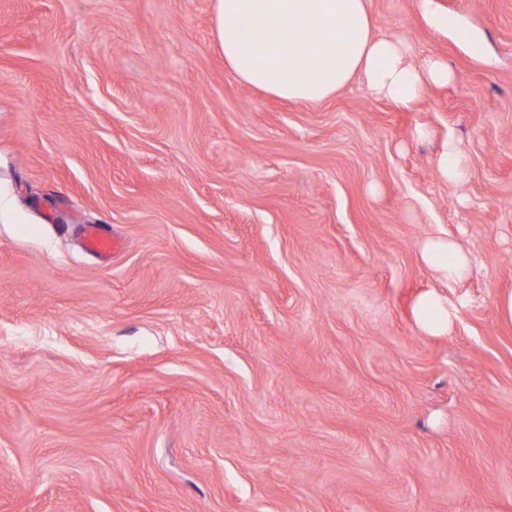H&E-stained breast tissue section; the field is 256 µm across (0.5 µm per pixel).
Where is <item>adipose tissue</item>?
Instances as JSON below:
<instances>
[{"mask_svg": "<svg viewBox=\"0 0 512 512\" xmlns=\"http://www.w3.org/2000/svg\"><path fill=\"white\" fill-rule=\"evenodd\" d=\"M213 13V38L226 68L242 83L288 101L322 102L361 72L373 94L408 108L429 87L451 80L441 60L414 64L405 42L378 35L370 0H213ZM421 258L451 283L470 270L468 254L443 237L429 239ZM415 314L427 333L448 332L447 298L423 293Z\"/></svg>", "mask_w": 512, "mask_h": 512, "instance_id": "obj_1", "label": "adipose tissue"}]
</instances>
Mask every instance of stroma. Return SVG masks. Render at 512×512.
Wrapping results in <instances>:
<instances>
[{
    "label": "stroma",
    "mask_w": 512,
    "mask_h": 512,
    "mask_svg": "<svg viewBox=\"0 0 512 512\" xmlns=\"http://www.w3.org/2000/svg\"><path fill=\"white\" fill-rule=\"evenodd\" d=\"M434 3L481 52L370 0L454 74L404 109L248 87L212 0H0V512H512V0ZM435 169L441 180L450 184H459L465 179L460 165V151L453 140H447L435 159ZM84 245L88 250L105 258L115 255L122 248L119 240L102 232L94 224H89L85 228ZM422 261L449 283L466 278L470 270V258L457 244L443 237L429 239L421 253ZM415 314L427 333L433 335L448 333L451 313L447 298L435 292L423 293L416 300Z\"/></svg>",
    "instance_id": "obj_1"
}]
</instances>
